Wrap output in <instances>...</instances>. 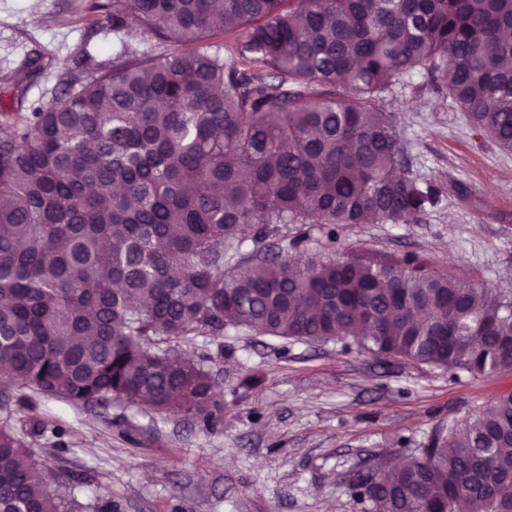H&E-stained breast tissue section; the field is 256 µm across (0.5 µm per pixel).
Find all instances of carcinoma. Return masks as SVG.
<instances>
[{"mask_svg":"<svg viewBox=\"0 0 512 512\" xmlns=\"http://www.w3.org/2000/svg\"><path fill=\"white\" fill-rule=\"evenodd\" d=\"M182 46L123 53L0 125V385L74 404H146L209 426L223 409L202 361L164 344L228 329L351 338L473 375L512 372V291L419 256L297 261L302 232L231 261L251 228L406 224L434 204L403 173L396 117L374 106L425 68L512 149V0H122ZM234 38L224 54L204 42ZM350 86L334 97L327 88ZM374 512H512V393L377 474L344 478ZM58 479L0 428V512H71Z\"/></svg>","mask_w":512,"mask_h":512,"instance_id":"1","label":"carcinoma"}]
</instances>
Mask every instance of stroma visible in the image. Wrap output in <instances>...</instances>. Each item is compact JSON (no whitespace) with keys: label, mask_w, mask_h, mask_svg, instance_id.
<instances>
[{"label":"stroma","mask_w":512,"mask_h":512,"mask_svg":"<svg viewBox=\"0 0 512 512\" xmlns=\"http://www.w3.org/2000/svg\"><path fill=\"white\" fill-rule=\"evenodd\" d=\"M112 0H0V113L29 112L116 50L165 54L142 29L113 28ZM408 145L406 169L439 195L408 224L338 230L337 252H408L479 286L512 288V150L438 91L425 71L379 103ZM223 407L211 428L147 407L73 405L31 388L0 396V428L24 435L80 512H365L346 474L413 455L439 429L512 393V372L471 375L392 360L342 340L247 331L194 336Z\"/></svg>","instance_id":"35a3bbf8"}]
</instances>
